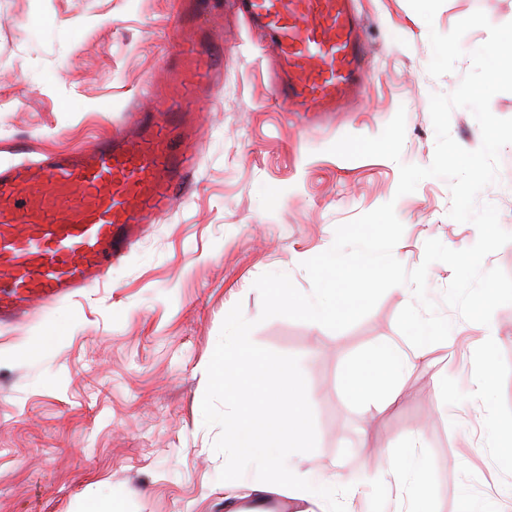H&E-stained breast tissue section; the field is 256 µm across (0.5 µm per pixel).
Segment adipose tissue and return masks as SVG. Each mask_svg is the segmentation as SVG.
Masks as SVG:
<instances>
[{"mask_svg":"<svg viewBox=\"0 0 512 512\" xmlns=\"http://www.w3.org/2000/svg\"><path fill=\"white\" fill-rule=\"evenodd\" d=\"M425 330H418L417 343L405 353L393 347L369 351L346 365L339 377L344 396L352 402L378 410L397 406L401 378L422 363L427 355ZM411 446L389 460V469L403 476V489L412 498L423 499L428 485L425 463L419 453L421 431H413Z\"/></svg>","mask_w":512,"mask_h":512,"instance_id":"ef3b65f1","label":"adipose tissue"}]
</instances>
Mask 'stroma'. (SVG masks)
<instances>
[{
  "label": "stroma",
  "instance_id": "stroma-1",
  "mask_svg": "<svg viewBox=\"0 0 512 512\" xmlns=\"http://www.w3.org/2000/svg\"><path fill=\"white\" fill-rule=\"evenodd\" d=\"M180 4L0 0V163L19 161L17 142L35 151L70 148L133 108L158 109L139 88L145 78L166 77ZM357 10L371 47L364 93L307 132L274 98L262 38L230 13L214 27L224 76L194 105L200 160L190 194L150 225L103 284L0 329V512H80L92 488L98 512H251L260 504L268 512H327L301 490L261 492L251 470L237 481L218 479L220 430L205 425L201 403L223 320L237 304L254 323L256 344L299 359L317 446L295 454V469L328 485L369 476L346 499V512H414L399 477L390 475L383 494L373 479L387 473L382 449H404L419 420L429 512H512V437L491 429L512 416V304L497 308L490 325L464 320L442 303L452 269L431 264L427 291L452 323L450 340L429 345L424 363L401 380L399 406L375 414L346 399L338 377L368 350L408 348L397 327L407 304L400 288L341 331L259 318L260 275L288 274L310 292L303 261L333 243L336 226L386 202L404 226L406 269L422 263L427 240L462 250L478 237L473 224L450 218L447 180L427 178L397 195L399 166L431 164L430 96L454 91L471 68L470 52L488 38L483 28L467 32L464 57L435 78L427 70L430 31L448 33L478 10L492 24L512 22V0H445L430 26L407 0H358ZM400 110V161L330 154L345 135H379ZM499 160L497 182L477 202L495 205L512 233V144ZM484 371L491 387L473 394ZM443 385L459 406L439 407Z\"/></svg>",
  "mask_w": 512,
  "mask_h": 512
}]
</instances>
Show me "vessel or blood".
I'll return each instance as SVG.
<instances>
[{
    "label": "vessel or blood",
    "instance_id": "b4317fda",
    "mask_svg": "<svg viewBox=\"0 0 512 512\" xmlns=\"http://www.w3.org/2000/svg\"><path fill=\"white\" fill-rule=\"evenodd\" d=\"M171 33L165 84L146 81L163 109L130 121L87 146L0 164V325L103 279L168 214L188 189L198 140L193 103L221 76L223 47L199 24L214 0H185ZM235 13L272 50L273 93L306 129L362 95L369 46L355 0H232Z\"/></svg>",
    "mask_w": 512,
    "mask_h": 512
}]
</instances>
